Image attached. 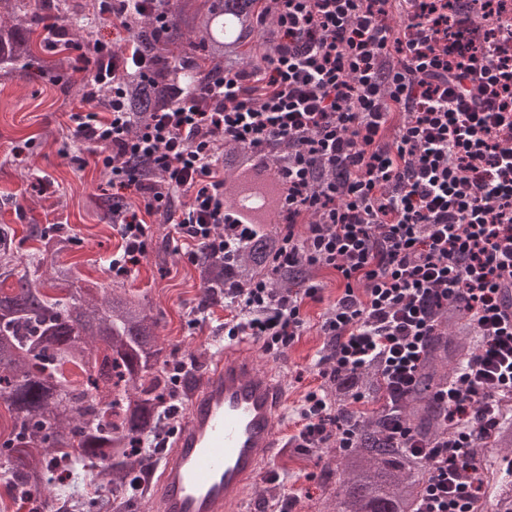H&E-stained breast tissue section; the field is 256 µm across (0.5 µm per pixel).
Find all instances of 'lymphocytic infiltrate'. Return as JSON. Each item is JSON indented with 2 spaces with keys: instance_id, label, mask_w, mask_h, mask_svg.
Listing matches in <instances>:
<instances>
[{
  "instance_id": "obj_1",
  "label": "lymphocytic infiltrate",
  "mask_w": 512,
  "mask_h": 512,
  "mask_svg": "<svg viewBox=\"0 0 512 512\" xmlns=\"http://www.w3.org/2000/svg\"><path fill=\"white\" fill-rule=\"evenodd\" d=\"M271 53L136 121L125 107L127 64H153L131 43L95 41L72 67L91 73L74 112L77 141L110 173L113 276L131 274L152 243L149 219L174 227L190 264L231 266L261 222L229 205L223 148L274 166L283 224L275 271H334L342 294L325 313L334 373L376 362L392 403L414 390L429 336L457 305L481 338L434 398L445 434L423 440L395 422L393 437L427 464L414 512H478L483 487L471 454L490 441L512 401V18L497 0H267ZM166 28L168 0H96L95 19L128 10ZM303 233H296V226ZM225 337L280 350L301 336L303 308L321 302L308 279L272 276L214 289ZM300 447L349 448L325 389L300 413Z\"/></svg>"
}]
</instances>
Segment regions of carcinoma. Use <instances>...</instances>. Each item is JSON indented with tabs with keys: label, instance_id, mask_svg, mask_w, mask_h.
<instances>
[{
	"label": "carcinoma",
	"instance_id": "obj_1",
	"mask_svg": "<svg viewBox=\"0 0 512 512\" xmlns=\"http://www.w3.org/2000/svg\"><path fill=\"white\" fill-rule=\"evenodd\" d=\"M263 0H172L170 18L157 35L145 18L125 19L137 53L156 69L145 81L128 65L127 109L154 112L174 101L171 73L193 86L226 65L246 67L269 47L271 30H257ZM32 61L24 30L0 23V72ZM242 152L224 150V176L232 179ZM28 266L19 270L0 261V408L7 426L0 431V512H11L31 493L33 512H64L85 500L78 512H102L101 491L126 498L143 461L130 449L158 431L164 406L185 402L198 377L188 373L174 384V358L159 343V317L145 297L124 288L98 297L101 285L80 284L72 266L61 261L63 246L44 239ZM273 231L260 233L229 270L242 283L266 275L276 250ZM202 291L223 275L212 261L200 264ZM312 275L305 265L280 271L278 281L297 284ZM448 333L431 336L416 389L393 408L376 364L351 377L340 374L329 398L355 432L354 447L336 452L327 472L336 476V512H413L426 478V465L393 439L401 420L423 438L443 433L444 408L432 397L456 366L476 347L459 310L448 307ZM375 405L368 415L348 408L351 392Z\"/></svg>",
	"mask_w": 512,
	"mask_h": 512
}]
</instances>
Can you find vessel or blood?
Here are the masks:
<instances>
[{"label":"vessel or blood","instance_id":"obj_1","mask_svg":"<svg viewBox=\"0 0 512 512\" xmlns=\"http://www.w3.org/2000/svg\"><path fill=\"white\" fill-rule=\"evenodd\" d=\"M292 433L286 382L258 367L249 337L227 341L158 466L155 512H241L246 492Z\"/></svg>","mask_w":512,"mask_h":512}]
</instances>
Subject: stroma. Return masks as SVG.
<instances>
[{
    "mask_svg": "<svg viewBox=\"0 0 512 512\" xmlns=\"http://www.w3.org/2000/svg\"><path fill=\"white\" fill-rule=\"evenodd\" d=\"M31 50L35 61L26 76H0V228L9 231L10 258L26 265L36 246L31 226L57 225L59 234L71 241L63 259L73 263L76 278L144 295L161 317L159 336L166 350L206 363L217 336L212 328L194 331L187 326L202 290L197 267L174 250L172 225L152 224V248L135 272L117 278L108 271L106 259L120 244L112 233L110 203L98 191L108 175L80 162L78 149L71 145L69 115L87 109L85 88L70 72L45 75L53 55L42 26L32 28ZM22 143L28 146L26 153L13 155L12 147ZM315 276L323 285V300L306 306L302 336L284 354L265 351L258 356L261 366L287 379L288 420L293 424L306 394L331 385L320 376L316 362L326 343L320 323L339 293V283L326 270ZM327 455L324 448L289 449L249 491L246 512H277L287 494L292 497L288 512H333L336 484L327 478Z\"/></svg>",
    "mask_w": 512,
    "mask_h": 512,
    "instance_id": "35a3bbf8",
    "label": "stroma"
}]
</instances>
